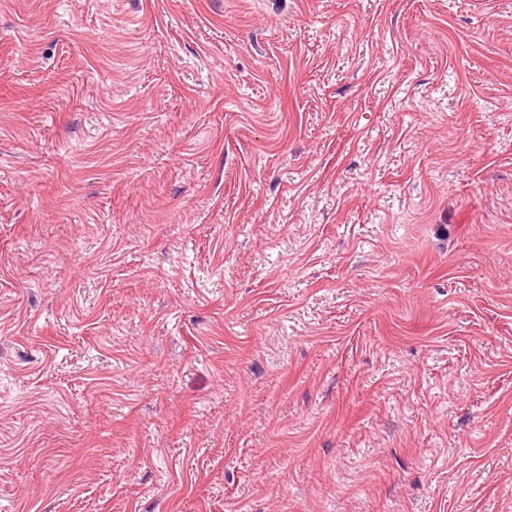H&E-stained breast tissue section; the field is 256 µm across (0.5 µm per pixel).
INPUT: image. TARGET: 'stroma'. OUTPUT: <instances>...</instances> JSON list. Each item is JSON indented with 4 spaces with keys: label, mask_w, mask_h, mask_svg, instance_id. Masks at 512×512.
<instances>
[{
    "label": "stroma",
    "mask_w": 512,
    "mask_h": 512,
    "mask_svg": "<svg viewBox=\"0 0 512 512\" xmlns=\"http://www.w3.org/2000/svg\"><path fill=\"white\" fill-rule=\"evenodd\" d=\"M0 512H512V0H0Z\"/></svg>",
    "instance_id": "stroma-1"
}]
</instances>
